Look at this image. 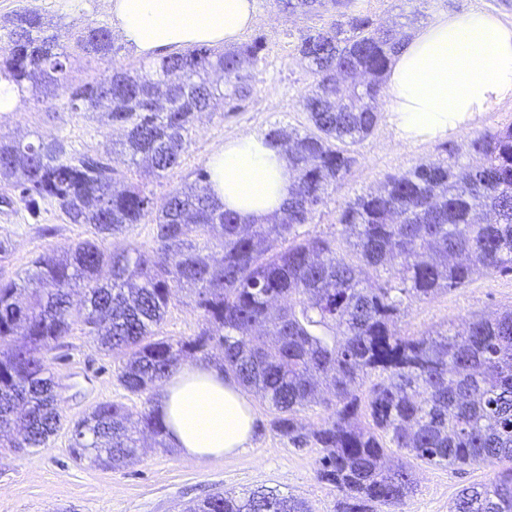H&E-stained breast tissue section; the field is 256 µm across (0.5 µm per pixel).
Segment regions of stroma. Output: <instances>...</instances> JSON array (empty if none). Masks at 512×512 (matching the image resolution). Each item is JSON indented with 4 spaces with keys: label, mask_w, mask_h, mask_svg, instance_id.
<instances>
[{
    "label": "stroma",
    "mask_w": 512,
    "mask_h": 512,
    "mask_svg": "<svg viewBox=\"0 0 512 512\" xmlns=\"http://www.w3.org/2000/svg\"><path fill=\"white\" fill-rule=\"evenodd\" d=\"M354 12L403 33L417 30L433 14L485 9L512 21V8L499 0H354ZM39 12L51 30L71 48L69 62L73 81L105 75L108 63L75 46L78 35L93 28H111L112 0H0V47L6 45L15 14ZM332 6L313 14L280 11L276 0H258L252 36L265 45L257 67V85L250 99L235 112L216 111L199 117L190 144L179 166L163 178L149 181L155 204H162L173 189L191 183L197 169L224 142L247 133H265L271 126L304 129L307 116L300 96L312 76L297 55L299 37L306 31L328 27L335 19ZM65 92L36 102L24 95L17 111L0 113V139L33 140L68 137L82 152L121 167V129L92 119L90 113L64 108ZM512 124V104L492 107L474 129L428 144L405 145L395 141L387 120L355 148L356 163L338 184L327 204L305 230L333 235L336 217L346 201L382 183L387 176L404 173L415 165L455 153L460 161L469 157L470 141L476 134ZM95 237L89 224L69 223L53 204L39 202L0 203V238L9 239L11 254L6 275L24 271L40 254ZM512 307V273L478 274L457 289L439 292L427 300L413 301L401 329L417 334L444 324L463 325L477 315L491 316ZM52 367L60 386L62 425L43 448L8 454L0 459V512H182L183 508L215 490L244 492L259 486L279 489L305 498L313 512H333L336 492L315 474L317 449L297 448L277 436L270 427L271 414L257 395H250L257 431L250 447L222 458L195 460L170 448L155 447L144 437L138 460L121 470L103 469L78 460L70 452L71 427L100 402L124 405L138 413L144 397L126 392L116 378L118 363L93 343L82 324H74L57 350ZM389 459L412 468L418 479L417 492L407 500L403 512H449L457 490L472 482H491L494 465H472L461 469L437 467L389 449Z\"/></svg>",
    "instance_id": "35a3bbf8"
}]
</instances>
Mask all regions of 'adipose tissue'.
Returning <instances> with one entry per match:
<instances>
[{"label":"adipose tissue","instance_id":"adipose-tissue-1","mask_svg":"<svg viewBox=\"0 0 512 512\" xmlns=\"http://www.w3.org/2000/svg\"><path fill=\"white\" fill-rule=\"evenodd\" d=\"M256 0H112V24L144 59L189 45H231L251 28ZM397 141L416 145L474 128L491 106L512 103V21L473 9L440 12L394 57L385 82ZM211 193L249 222L279 211L289 185L286 156L247 134L208 162ZM168 439L205 460L247 447L254 415L240 387L216 368L185 366L162 388Z\"/></svg>","mask_w":512,"mask_h":512}]
</instances>
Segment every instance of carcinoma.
I'll return each mask as SVG.
<instances>
[{
  "mask_svg": "<svg viewBox=\"0 0 512 512\" xmlns=\"http://www.w3.org/2000/svg\"><path fill=\"white\" fill-rule=\"evenodd\" d=\"M77 43L94 55L112 48L102 27ZM401 46L394 30L360 14L301 37L297 52L313 77L301 95L309 126L265 133L287 156L291 183L260 224L215 201L205 168L156 209L138 185L115 189L118 172L65 137L0 141L1 202L12 203L10 191L29 206L50 202L104 237L155 225L149 249L107 253L78 241L0 279L1 448L45 446L59 431L49 353L79 321L119 359L117 380L137 396L219 350L224 373L262 398L281 438L319 449L316 473L336 489L335 512H402L417 482L412 469L386 463L388 448L441 467L502 464L495 481L459 490L451 512H512V308L461 331L398 328L414 300L478 273L512 272V124L473 138L466 163L422 162L347 201L336 219L345 251L300 232L351 170L350 147L378 126L384 75ZM262 47L257 37L222 53L196 47L137 67L114 62L108 77L75 84L58 33L25 11L0 49V75L37 98L68 90L71 110L100 112L124 130L120 153L136 172L160 177L180 163L198 114L220 102L233 112L253 94ZM342 69L363 83L336 85ZM75 288L85 295L78 309ZM184 290L204 327L164 337L159 326ZM314 406L330 413L305 433L297 415ZM72 430L75 457L115 470L134 463L139 434L162 439L165 426L148 398L135 423L122 405L101 402ZM185 512L311 509L258 487L215 492Z\"/></svg>",
  "mask_w": 512,
  "mask_h": 512,
  "instance_id": "carcinoma-1",
  "label": "carcinoma"
}]
</instances>
